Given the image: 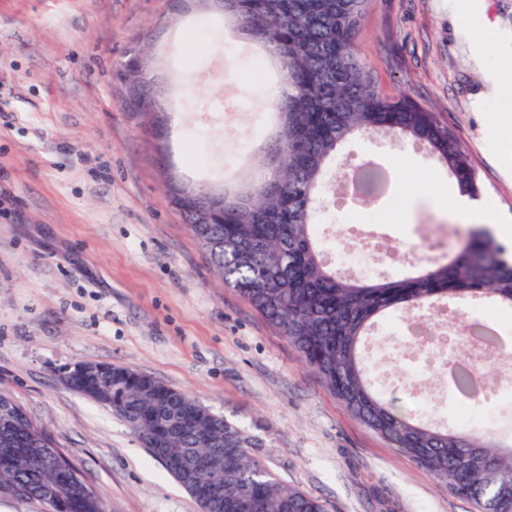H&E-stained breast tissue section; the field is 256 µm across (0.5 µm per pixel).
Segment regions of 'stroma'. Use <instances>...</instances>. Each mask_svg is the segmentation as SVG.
<instances>
[{
  "instance_id": "1",
  "label": "stroma",
  "mask_w": 512,
  "mask_h": 512,
  "mask_svg": "<svg viewBox=\"0 0 512 512\" xmlns=\"http://www.w3.org/2000/svg\"><path fill=\"white\" fill-rule=\"evenodd\" d=\"M441 0H368L355 44L383 93L406 94L452 128L512 242V94L487 84L476 50L512 47V0L461 23ZM169 23L155 24L161 17ZM155 34L172 113L162 143L122 106L114 64ZM253 44L222 17L169 0H0V392L66 448L106 512H201L126 424L62 385L70 364H116L191 393L251 442L282 483L328 512H482L360 424L286 339L224 287L163 186L217 187L268 133ZM224 74L207 88L197 70ZM390 192L353 209L338 187L365 160ZM436 174L425 181L424 172ZM319 235L336 267L408 274L466 234L450 177L412 144L355 138L331 173ZM481 436L512 433V391L459 403L444 382L412 402Z\"/></svg>"
}]
</instances>
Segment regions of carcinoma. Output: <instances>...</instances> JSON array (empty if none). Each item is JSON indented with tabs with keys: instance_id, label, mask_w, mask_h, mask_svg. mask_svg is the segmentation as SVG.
I'll use <instances>...</instances> for the list:
<instances>
[{
	"instance_id": "cac0c4a2",
	"label": "carcinoma",
	"mask_w": 512,
	"mask_h": 512,
	"mask_svg": "<svg viewBox=\"0 0 512 512\" xmlns=\"http://www.w3.org/2000/svg\"><path fill=\"white\" fill-rule=\"evenodd\" d=\"M216 10L260 50L278 83L267 93L274 128L250 180L224 192L166 179L167 192H188L190 228L224 285L237 290L297 349L304 366L349 412L418 467L474 500L483 512H512V439L484 440L401 409L372 377L367 339L394 316L424 315L438 303L464 307L490 302L512 313V246L484 229L470 232L457 251L428 260L410 275H343L324 257L317 221L323 189L340 146L356 136L385 133L428 155L454 179L459 193L476 196L478 178L455 133L407 95L383 94L354 42L366 0H192ZM146 54L140 104L153 99L150 122L165 113L161 89ZM106 365L97 379L65 374L63 384L82 396L108 388L105 407L148 441L160 437L171 458L184 452L224 450V500L207 502L174 466L165 470L207 512H327L326 505L288 487L246 449V438L224 418L194 408L178 411L180 424L164 429L172 388L145 392L135 371L118 375ZM54 443L32 422L0 437V496L36 493L47 486L68 502L71 466L61 451L58 469L37 449Z\"/></svg>"
}]
</instances>
